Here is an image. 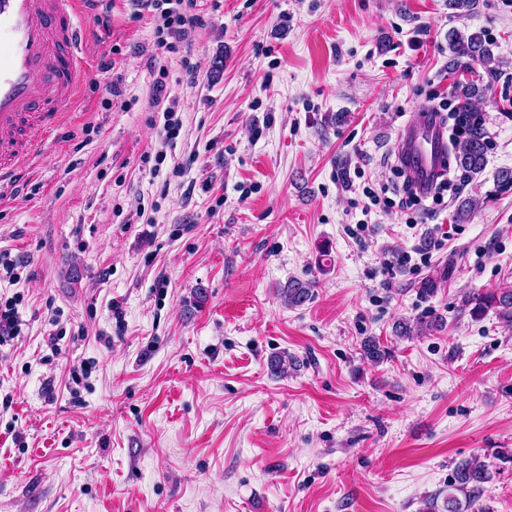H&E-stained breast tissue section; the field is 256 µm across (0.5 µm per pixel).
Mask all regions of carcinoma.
Masks as SVG:
<instances>
[{
    "label": "carcinoma",
    "instance_id": "obj_1",
    "mask_svg": "<svg viewBox=\"0 0 512 512\" xmlns=\"http://www.w3.org/2000/svg\"><path fill=\"white\" fill-rule=\"evenodd\" d=\"M449 49L452 53L450 66L467 68L474 62L487 63L492 60L491 44L483 31L448 34ZM485 95V88L473 83H458L453 93V116L460 133L454 137L453 151L456 167L461 176L468 178L480 173L486 163L489 141L479 115V101ZM489 197H473L464 200L455 212L456 223L464 224ZM310 286L294 280L281 291V297L289 306L302 304L309 295ZM494 311L499 320L512 326V287L498 288L489 292H472L464 296L461 311L474 318H480L488 311ZM387 352L374 339L363 343V357L378 363ZM491 480L489 465L480 461H467L458 465L454 482L448 485V494H435L424 502L423 512H470L476 502L487 493L486 484Z\"/></svg>",
    "mask_w": 512,
    "mask_h": 512
}]
</instances>
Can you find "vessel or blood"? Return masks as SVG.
<instances>
[{"label": "vessel or blood", "instance_id": "obj_1", "mask_svg": "<svg viewBox=\"0 0 512 512\" xmlns=\"http://www.w3.org/2000/svg\"><path fill=\"white\" fill-rule=\"evenodd\" d=\"M86 0H0V187L12 184L50 147V134L87 70L77 45ZM395 151L420 187L433 185L448 154V133L419 111Z\"/></svg>", "mask_w": 512, "mask_h": 512}]
</instances>
